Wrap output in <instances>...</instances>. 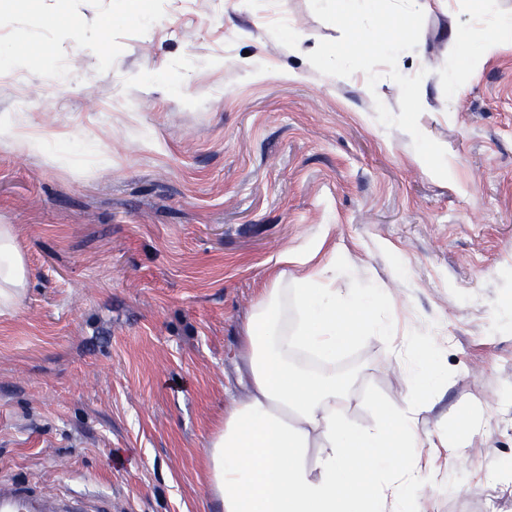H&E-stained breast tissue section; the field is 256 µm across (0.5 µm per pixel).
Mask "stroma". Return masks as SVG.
Wrapping results in <instances>:
<instances>
[{
	"label": "stroma",
	"mask_w": 512,
	"mask_h": 512,
	"mask_svg": "<svg viewBox=\"0 0 512 512\" xmlns=\"http://www.w3.org/2000/svg\"><path fill=\"white\" fill-rule=\"evenodd\" d=\"M59 3L77 36L50 25ZM474 3L408 25L442 180L398 121L409 59L372 51L329 84L289 54L297 28L321 47L343 37L314 0H151L132 18L122 0H0V119L43 138L21 152L0 132V224L30 268L0 314V479L112 512H214L202 448L240 323L277 256L323 234L350 269L337 288H385L402 328L444 337L448 378L420 429L453 446L486 408L429 512H512V44L449 99V24ZM26 51L20 85L8 60ZM336 363L360 372L342 405L354 425L412 390L394 337L362 336Z\"/></svg>",
	"instance_id": "1"
}]
</instances>
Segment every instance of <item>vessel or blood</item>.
<instances>
[{"label": "vessel or blood", "instance_id": "vessel-or-blood-1", "mask_svg": "<svg viewBox=\"0 0 512 512\" xmlns=\"http://www.w3.org/2000/svg\"><path fill=\"white\" fill-rule=\"evenodd\" d=\"M0 512H112L89 495H61L36 484L0 479Z\"/></svg>", "mask_w": 512, "mask_h": 512}]
</instances>
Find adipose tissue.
I'll list each match as a JSON object with an SVG mask.
<instances>
[{"label":"adipose tissue","instance_id":"ef3b65f1","mask_svg":"<svg viewBox=\"0 0 512 512\" xmlns=\"http://www.w3.org/2000/svg\"><path fill=\"white\" fill-rule=\"evenodd\" d=\"M336 13L346 34L333 46V79L360 49L375 43L384 51H405V23L428 11L431 0H318ZM488 22L479 40L472 27L456 23L451 37L464 58L479 65L512 43V13L496 0H479ZM408 106L399 120L409 129L414 157L427 173L451 178L447 147L428 140L422 82L410 84ZM323 239L297 252H283L281 264L307 266L306 274L280 275L259 293L241 326L244 369L227 385L220 425L205 445L207 493L217 512H425L427 486L440 474L423 468L415 451L444 448L441 433L418 427L426 384L438 374L435 347L408 335L399 348L410 364L413 390L400 403L376 406L372 424L353 425L339 410L351 376L338 374L336 358L355 338L386 334L387 295L381 288L340 293L335 284L348 268L336 255H323ZM29 270L13 227L0 224V311L18 306ZM317 457H310V449Z\"/></svg>","mask_w":512,"mask_h":512}]
</instances>
